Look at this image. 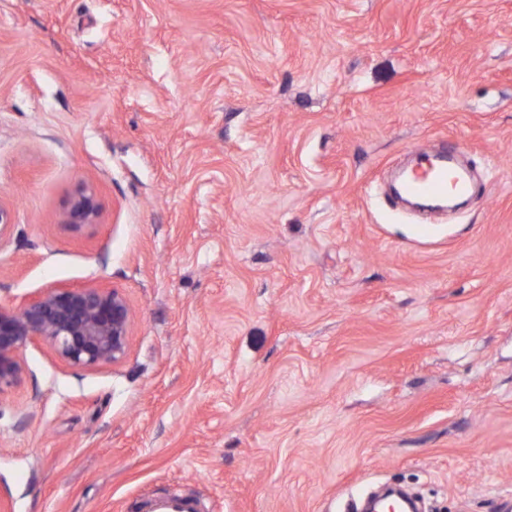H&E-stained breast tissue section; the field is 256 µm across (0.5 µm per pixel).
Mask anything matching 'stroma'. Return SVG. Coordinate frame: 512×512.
Masks as SVG:
<instances>
[{"instance_id": "35a3bbf8", "label": "stroma", "mask_w": 512, "mask_h": 512, "mask_svg": "<svg viewBox=\"0 0 512 512\" xmlns=\"http://www.w3.org/2000/svg\"><path fill=\"white\" fill-rule=\"evenodd\" d=\"M451 146L473 197L422 239L387 184ZM0 203V304L131 313L115 364L28 345L0 512L512 496V0H0ZM99 216L98 206L92 192L82 190L73 196L62 214L65 224L80 227L96 223ZM137 512H200V505L189 495L156 496L143 499Z\"/></svg>"}]
</instances>
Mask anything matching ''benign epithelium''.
<instances>
[{
    "label": "benign epithelium",
    "mask_w": 512,
    "mask_h": 512,
    "mask_svg": "<svg viewBox=\"0 0 512 512\" xmlns=\"http://www.w3.org/2000/svg\"><path fill=\"white\" fill-rule=\"evenodd\" d=\"M92 192L73 196L62 214L64 223H96ZM131 314L115 289L52 288L16 309L0 304V394L16 385L24 372V351L38 340L71 366L114 364L128 353Z\"/></svg>",
    "instance_id": "1"
}]
</instances>
